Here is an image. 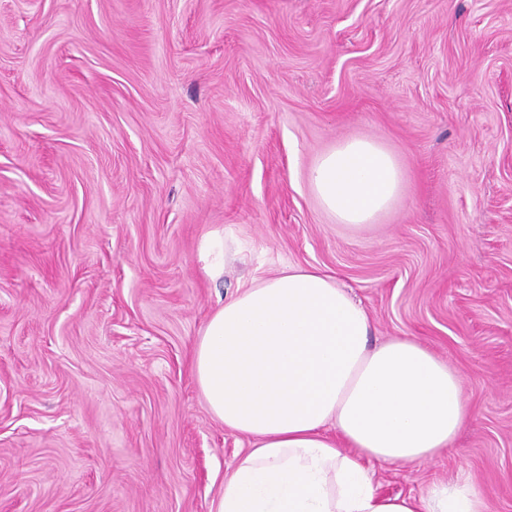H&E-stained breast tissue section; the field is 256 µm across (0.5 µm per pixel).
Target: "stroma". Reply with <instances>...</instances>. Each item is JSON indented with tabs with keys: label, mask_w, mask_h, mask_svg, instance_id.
<instances>
[{
	"label": "stroma",
	"mask_w": 512,
	"mask_h": 512,
	"mask_svg": "<svg viewBox=\"0 0 512 512\" xmlns=\"http://www.w3.org/2000/svg\"><path fill=\"white\" fill-rule=\"evenodd\" d=\"M353 138L404 178L360 228L307 179ZM286 265L461 378L452 448L370 463L378 492L512 512V0H0V512H211L249 444L194 345ZM202 271L211 280L224 276V268L239 255L237 240L223 226L210 230L201 239L198 247Z\"/></svg>",
	"instance_id": "1"
}]
</instances>
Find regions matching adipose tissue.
I'll use <instances>...</instances> for the list:
<instances>
[{"label":"adipose tissue","mask_w":512,"mask_h":512,"mask_svg":"<svg viewBox=\"0 0 512 512\" xmlns=\"http://www.w3.org/2000/svg\"><path fill=\"white\" fill-rule=\"evenodd\" d=\"M308 181L337 222L361 227L391 208L403 178L390 151L354 138L322 154ZM198 253L217 280L239 247L217 227ZM371 334L364 307L317 267L252 279L210 315L192 372L211 415L250 439L214 512H490L467 482L376 492L367 462L434 460L470 412L445 362L414 340Z\"/></svg>","instance_id":"adipose-tissue-1"}]
</instances>
